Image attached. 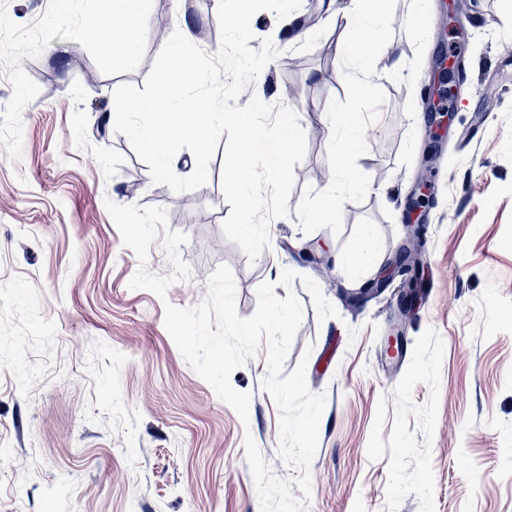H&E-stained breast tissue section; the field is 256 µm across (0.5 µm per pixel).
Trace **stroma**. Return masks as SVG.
Masks as SVG:
<instances>
[{
  "mask_svg": "<svg viewBox=\"0 0 512 512\" xmlns=\"http://www.w3.org/2000/svg\"><path fill=\"white\" fill-rule=\"evenodd\" d=\"M349 0H301L316 27L292 38L293 17L257 13L249 45L272 38L279 55L255 95L289 104L306 152L294 167L287 217L248 259L222 232L220 182L154 196L147 164L114 130L112 93L143 87L171 31L190 24L207 53L220 44L218 0H149L170 30H128L134 57L103 65L94 20L104 0H0V512H260L243 440L252 434L273 474L294 479L279 457V409L261 387L266 348L235 370L250 393L248 421L219 399L180 354L164 305L206 296L198 267L228 266L239 316L257 288L295 292L304 315L284 370L306 360L312 393L326 397L310 466L305 512H512V12L502 0H387L372 94H354L342 72ZM455 48L470 83L452 100L448 130L424 129L423 93L443 78L439 43ZM27 59L25 74L14 60ZM401 70H392L393 58ZM350 119L364 146L354 159L365 187L334 180V117ZM323 136H310L314 124ZM426 198L425 263L358 304L404 240V212L419 174ZM337 218L324 217L330 200ZM158 206L187 234V280L165 297L133 290L139 268L167 276L161 243L146 260L125 246L106 209ZM376 252L365 270L336 267L362 235ZM315 245L314 255L304 254ZM336 316L319 319L305 279L323 267ZM297 278L279 286L283 270ZM434 280L420 296L419 280Z\"/></svg>",
  "mask_w": 512,
  "mask_h": 512,
  "instance_id": "obj_1",
  "label": "stroma"
}]
</instances>
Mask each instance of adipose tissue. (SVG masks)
<instances>
[{
	"mask_svg": "<svg viewBox=\"0 0 512 512\" xmlns=\"http://www.w3.org/2000/svg\"><path fill=\"white\" fill-rule=\"evenodd\" d=\"M356 2V10L343 16L348 37L342 46V53L351 57L352 86L357 95L364 97L372 88L365 58L379 44L376 21L384 14L385 0ZM145 3L146 0H108V10L100 21L104 38L99 44V52L103 62H111L115 55V30L135 28L141 24L145 16Z\"/></svg>",
	"mask_w": 512,
	"mask_h": 512,
	"instance_id": "1",
	"label": "adipose tissue"
}]
</instances>
